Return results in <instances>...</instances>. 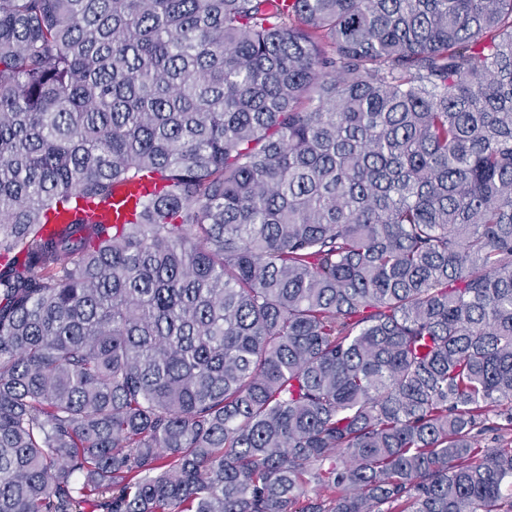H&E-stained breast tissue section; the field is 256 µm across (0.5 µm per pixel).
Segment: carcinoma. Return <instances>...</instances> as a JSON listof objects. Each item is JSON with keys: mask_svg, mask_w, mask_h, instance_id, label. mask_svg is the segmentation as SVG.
<instances>
[{"mask_svg": "<svg viewBox=\"0 0 512 512\" xmlns=\"http://www.w3.org/2000/svg\"><path fill=\"white\" fill-rule=\"evenodd\" d=\"M511 427L512 0H0V512H512ZM147 191H152V188L148 187ZM147 191L144 187L137 188L126 183H115L112 185V209L108 206L98 207L94 212V220L101 221L103 224H126L127 221H133L137 198L149 193ZM123 201L125 203L121 204Z\"/></svg>", "mask_w": 512, "mask_h": 512, "instance_id": "cac0c4a2", "label": "carcinoma"}]
</instances>
